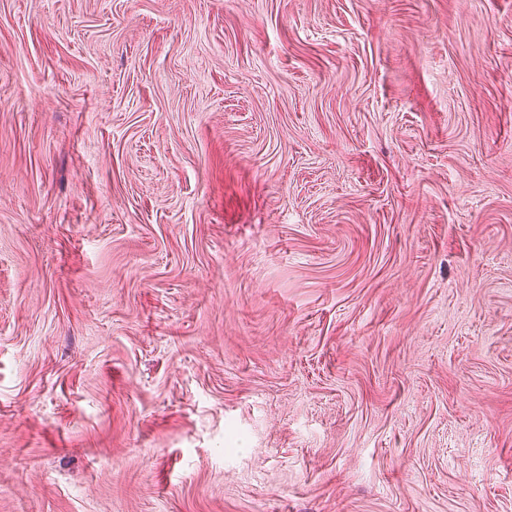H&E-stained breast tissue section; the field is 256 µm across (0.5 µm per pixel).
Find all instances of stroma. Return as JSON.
Listing matches in <instances>:
<instances>
[{
	"label": "stroma",
	"instance_id": "stroma-1",
	"mask_svg": "<svg viewBox=\"0 0 512 512\" xmlns=\"http://www.w3.org/2000/svg\"><path fill=\"white\" fill-rule=\"evenodd\" d=\"M0 512H512V0H0Z\"/></svg>",
	"mask_w": 512,
	"mask_h": 512
}]
</instances>
